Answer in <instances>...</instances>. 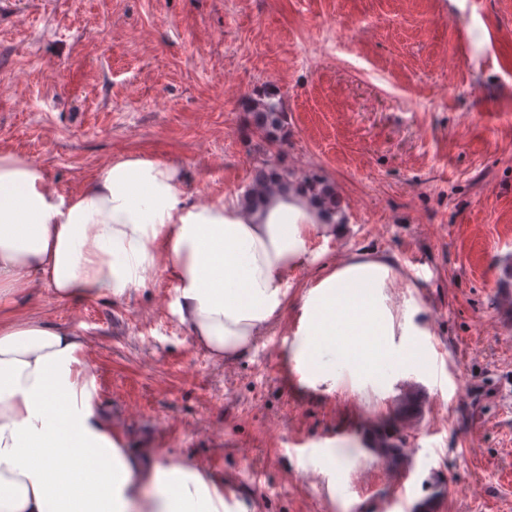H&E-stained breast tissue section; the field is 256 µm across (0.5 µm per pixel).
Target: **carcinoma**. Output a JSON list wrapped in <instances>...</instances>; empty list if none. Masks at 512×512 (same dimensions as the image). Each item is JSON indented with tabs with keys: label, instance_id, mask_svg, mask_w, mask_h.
Listing matches in <instances>:
<instances>
[{
	"label": "carcinoma",
	"instance_id": "carcinoma-1",
	"mask_svg": "<svg viewBox=\"0 0 512 512\" xmlns=\"http://www.w3.org/2000/svg\"><path fill=\"white\" fill-rule=\"evenodd\" d=\"M246 111L253 132L268 148L281 151L288 143L287 117L282 101L276 98V94L265 91L256 93L248 98ZM293 183L308 193L310 203L327 221L335 222L341 202L334 184L317 171L296 180L288 168L267 154L256 162L245 197L258 208L263 205L262 197L266 193Z\"/></svg>",
	"mask_w": 512,
	"mask_h": 512
}]
</instances>
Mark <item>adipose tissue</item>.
Returning a JSON list of instances; mask_svg holds the SVG:
<instances>
[{
	"label": "adipose tissue",
	"mask_w": 512,
	"mask_h": 512,
	"mask_svg": "<svg viewBox=\"0 0 512 512\" xmlns=\"http://www.w3.org/2000/svg\"><path fill=\"white\" fill-rule=\"evenodd\" d=\"M339 231L297 186L256 212L236 193L193 204L174 164L130 153L66 196L40 166L0 153V512H224L223 486L205 468L122 449L92 406L85 336L9 320L16 295L121 296L145 288L159 263L179 323L215 357L247 354L293 303L298 383L356 388L398 370L396 353L429 332L416 307L389 295L399 272L384 255L352 254L292 301L291 272Z\"/></svg>",
	"instance_id": "obj_1"
}]
</instances>
